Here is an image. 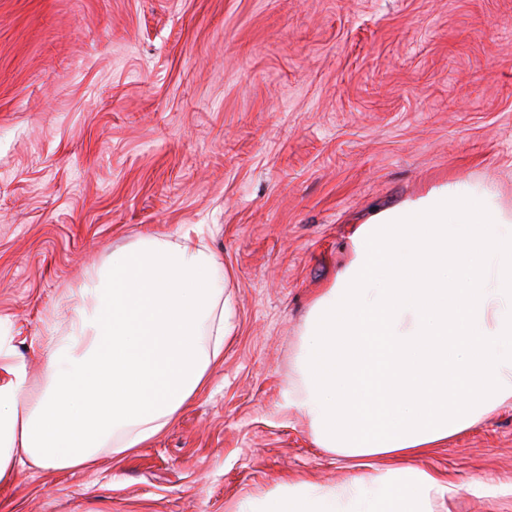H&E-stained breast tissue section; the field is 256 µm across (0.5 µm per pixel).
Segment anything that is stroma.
<instances>
[{"mask_svg":"<svg viewBox=\"0 0 512 512\" xmlns=\"http://www.w3.org/2000/svg\"><path fill=\"white\" fill-rule=\"evenodd\" d=\"M455 179L512 205V0H0V334L32 376L88 272L189 224L235 332L169 427L26 468L5 512H239L370 475L283 407L355 224ZM447 512H512V403L429 449Z\"/></svg>","mask_w":512,"mask_h":512,"instance_id":"1","label":"stroma"}]
</instances>
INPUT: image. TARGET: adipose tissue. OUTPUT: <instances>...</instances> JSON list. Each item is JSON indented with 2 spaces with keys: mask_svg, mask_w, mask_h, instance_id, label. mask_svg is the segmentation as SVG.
<instances>
[{
  "mask_svg": "<svg viewBox=\"0 0 512 512\" xmlns=\"http://www.w3.org/2000/svg\"><path fill=\"white\" fill-rule=\"evenodd\" d=\"M230 286L194 224L117 247L89 273L46 339L41 384L1 335L0 485L159 435L234 330ZM287 395L318 447L406 460L512 401V206L493 184H440L355 225ZM459 490L407 462L329 491L291 483L250 512H436Z\"/></svg>",
  "mask_w": 512,
  "mask_h": 512,
  "instance_id": "ef3b65f1",
  "label": "adipose tissue"
}]
</instances>
